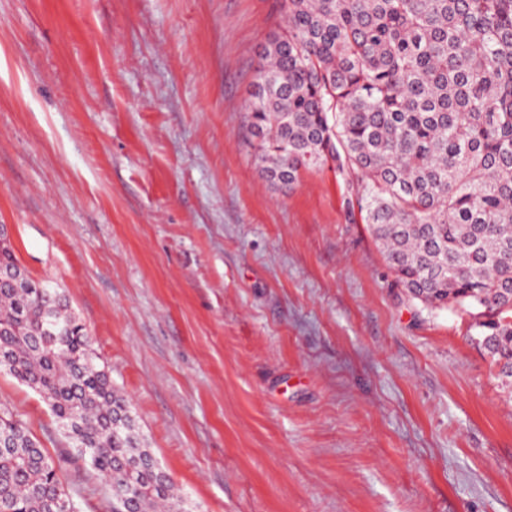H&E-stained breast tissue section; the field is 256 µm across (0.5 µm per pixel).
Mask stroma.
<instances>
[{"label":"stroma","mask_w":512,"mask_h":512,"mask_svg":"<svg viewBox=\"0 0 512 512\" xmlns=\"http://www.w3.org/2000/svg\"><path fill=\"white\" fill-rule=\"evenodd\" d=\"M284 25L282 0H0V224L197 512H512V393L472 316L397 287L350 176L259 175ZM0 405L64 447L4 371ZM61 479L112 512L90 467Z\"/></svg>","instance_id":"obj_1"}]
</instances>
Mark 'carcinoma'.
<instances>
[{"instance_id": "obj_1", "label": "carcinoma", "mask_w": 512, "mask_h": 512, "mask_svg": "<svg viewBox=\"0 0 512 512\" xmlns=\"http://www.w3.org/2000/svg\"><path fill=\"white\" fill-rule=\"evenodd\" d=\"M250 103L261 176L290 188L331 163L397 285L474 308L512 384V0H283ZM0 240V372L37 392L67 438L53 456L0 405V512L81 504L62 466L102 478L112 512H196L146 447L62 289Z\"/></svg>"}]
</instances>
